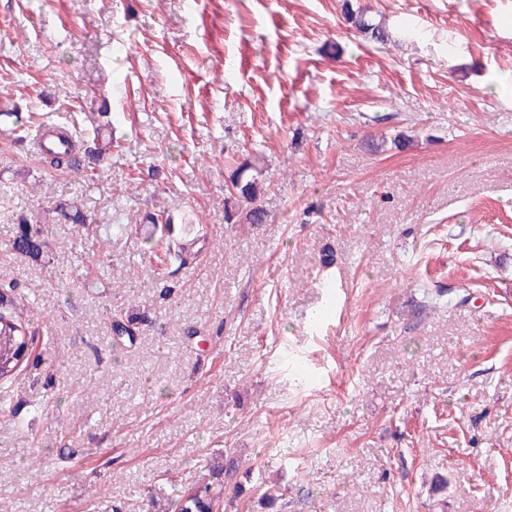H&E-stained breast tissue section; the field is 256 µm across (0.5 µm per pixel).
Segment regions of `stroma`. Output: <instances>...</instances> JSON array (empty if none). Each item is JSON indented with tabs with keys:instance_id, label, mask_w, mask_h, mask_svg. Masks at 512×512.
<instances>
[{
	"instance_id": "obj_1",
	"label": "stroma",
	"mask_w": 512,
	"mask_h": 512,
	"mask_svg": "<svg viewBox=\"0 0 512 512\" xmlns=\"http://www.w3.org/2000/svg\"><path fill=\"white\" fill-rule=\"evenodd\" d=\"M58 126L113 148L50 166ZM242 163L265 223L226 219ZM0 280L12 512H162L216 457L224 512H512V0H0ZM19 235L14 239L13 248L22 254H37L48 242L49 228L32 224L26 218L19 221ZM14 286L0 283V384L15 378L28 354L34 333L20 304L8 294Z\"/></svg>"
}]
</instances>
